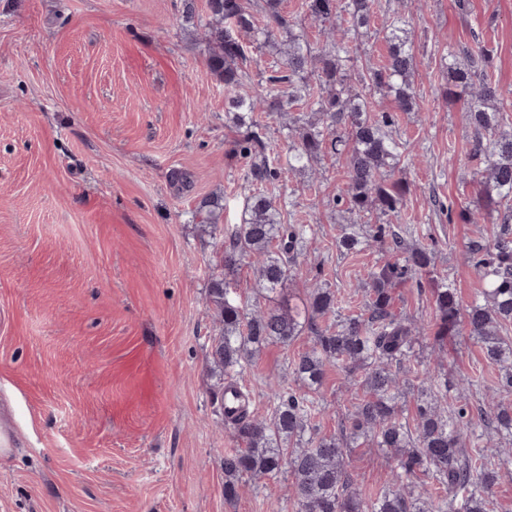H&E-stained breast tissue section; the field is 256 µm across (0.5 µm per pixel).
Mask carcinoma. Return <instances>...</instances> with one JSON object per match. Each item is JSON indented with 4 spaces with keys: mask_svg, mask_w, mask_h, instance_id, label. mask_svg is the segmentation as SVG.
<instances>
[{
    "mask_svg": "<svg viewBox=\"0 0 512 512\" xmlns=\"http://www.w3.org/2000/svg\"><path fill=\"white\" fill-rule=\"evenodd\" d=\"M281 0H264V23L257 24L251 0H206L210 21L205 34L207 65L229 95L228 111L235 121L254 128L240 151L252 159L251 178L277 179L280 168L265 156V143L255 131L253 113L283 112L304 102L315 120L298 132L288 148V170H305L325 155L342 156L346 163L347 193L331 204L345 203V212L360 218L378 211L400 214L410 185L390 179V172L419 154L394 137L395 113L418 111L414 87L416 61L405 23L397 18L384 26L386 63L358 75L360 89L343 68V59L360 48L359 36L374 16L375 0H304L307 15L322 26L324 41L317 50L285 17ZM283 31L287 39L276 43ZM274 43L271 75L255 96L238 89L249 79V45ZM489 51L477 44L448 52L450 99L465 98L473 130V156L484 210L500 216L492 240H473L466 259L482 282L481 298L461 309L448 280L434 296L437 337L448 335L465 321L470 339L479 344L486 360L500 370L496 391H512V341L502 328L512 323V129H504L512 112V91L489 78ZM392 97L394 112H378L376 95ZM390 239L387 255L370 273L363 312L337 318L336 294L325 284L308 291L301 307L280 305L247 311L229 295L230 275L247 262L257 286L268 294L292 279L302 251L303 225L285 224L273 200L260 192L248 197L242 223L231 231L221 259L224 272L209 288V302L222 325L212 339L210 355L222 376L243 373L254 356L269 344L288 345L304 327L314 334L313 346L292 362L297 388L269 385L270 417L247 414L232 422L244 447L224 453V499L239 497L243 477L275 480L282 469L292 477L299 512H490L489 493L506 473L512 474V404L496 401L490 410H474L461 392L457 407H441L437 394L421 388L414 427L402 421L401 398L406 385L403 368L413 354L419 328L392 310V288L434 267L435 253L406 244L388 224L345 225L339 246L352 250L362 243ZM330 317L325 327L318 321ZM336 366L361 372L368 397L354 403L349 439L365 438L376 448L398 454V471L383 493L371 502L358 497L355 476L346 466L347 441L334 435H312L315 397L326 370ZM481 433H476V429ZM482 439V448H465L467 438ZM441 485L446 494L435 499L430 489L407 479L417 475Z\"/></svg>",
    "mask_w": 512,
    "mask_h": 512,
    "instance_id": "cac0c4a2",
    "label": "carcinoma"
}]
</instances>
